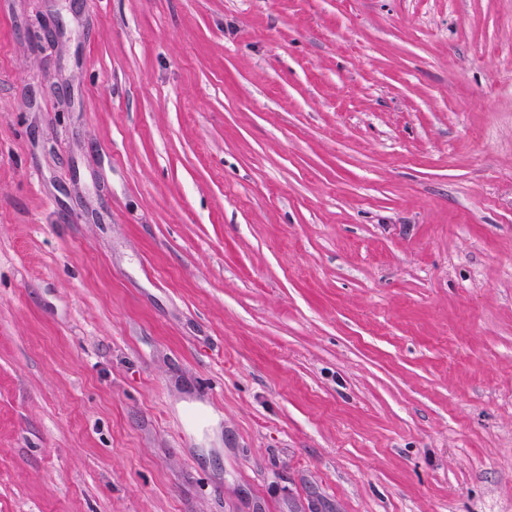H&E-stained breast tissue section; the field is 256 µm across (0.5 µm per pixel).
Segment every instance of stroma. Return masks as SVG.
Segmentation results:
<instances>
[{
	"mask_svg": "<svg viewBox=\"0 0 512 512\" xmlns=\"http://www.w3.org/2000/svg\"><path fill=\"white\" fill-rule=\"evenodd\" d=\"M0 512H512V0H0Z\"/></svg>",
	"mask_w": 512,
	"mask_h": 512,
	"instance_id": "35a3bbf8",
	"label": "stroma"
}]
</instances>
